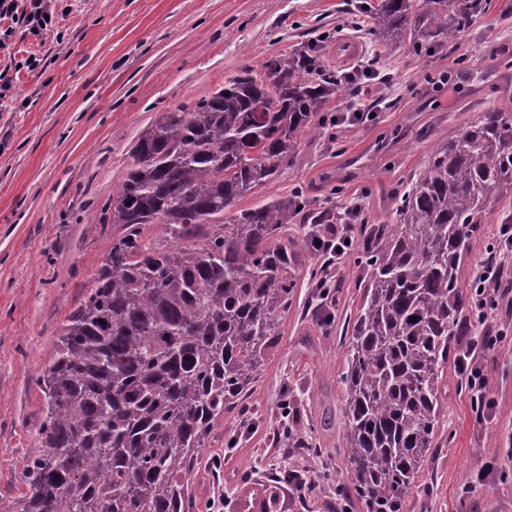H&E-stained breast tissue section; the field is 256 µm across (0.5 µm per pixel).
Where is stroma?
Returning a JSON list of instances; mask_svg holds the SVG:
<instances>
[{"label": "stroma", "instance_id": "35a3bbf8", "mask_svg": "<svg viewBox=\"0 0 512 512\" xmlns=\"http://www.w3.org/2000/svg\"><path fill=\"white\" fill-rule=\"evenodd\" d=\"M347 0H53L55 26L38 36L18 31L17 59L38 55L37 71L20 72L11 98L0 100V512L27 487L26 464L41 451L45 396L36 380L54 356L58 332L81 304L112 246L100 208L123 179L140 131L162 113L215 91L268 58L321 40L327 64L350 72L375 62L379 76L360 94L342 93L325 115L362 110L355 125H328L301 139L291 165L240 198L248 209L302 191L315 206L361 204L394 223L393 192L415 178L446 136L496 106L512 112V0H491L457 42L416 53L377 41L369 19L346 21ZM354 40L359 52L340 59ZM512 222V195L499 199L483 235L472 238L458 268L470 283L497 225ZM313 259L301 256L298 285L245 403L250 422L229 413L215 427L210 452L224 475L198 476L197 512L223 498L224 512L252 484L271 485L270 512H365L344 499L349 477L342 418V343L365 296L355 262L336 271L339 286L315 320ZM493 407L478 415L456 367H448L436 446L428 454L406 512H512V336L492 352L476 351ZM291 425L315 441L311 456L277 442L282 403ZM237 433L238 443L224 444ZM288 467L308 472L312 491L272 485ZM484 482H476L477 474Z\"/></svg>", "mask_w": 512, "mask_h": 512}]
</instances>
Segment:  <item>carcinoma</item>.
<instances>
[{
    "instance_id": "carcinoma-1",
    "label": "carcinoma",
    "mask_w": 512,
    "mask_h": 512,
    "mask_svg": "<svg viewBox=\"0 0 512 512\" xmlns=\"http://www.w3.org/2000/svg\"><path fill=\"white\" fill-rule=\"evenodd\" d=\"M490 0H357L386 43L444 48ZM318 41L246 68L144 127L103 204L118 225L37 383L42 450L7 512H196L191 480L219 419L243 406L296 288L298 251L339 223L297 191L224 212L279 176L324 104L355 84ZM512 193V116L492 108L438 144L396 194L399 223L351 218L366 297L343 344L350 495L403 512L434 444L456 336L482 322L457 268ZM163 228L152 238L150 225ZM301 234L288 236L290 225Z\"/></svg>"
}]
</instances>
